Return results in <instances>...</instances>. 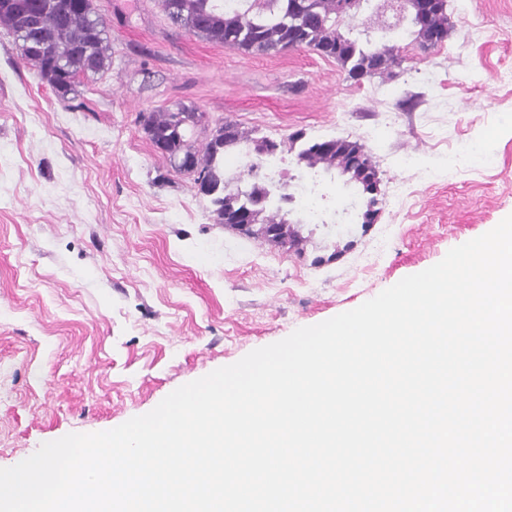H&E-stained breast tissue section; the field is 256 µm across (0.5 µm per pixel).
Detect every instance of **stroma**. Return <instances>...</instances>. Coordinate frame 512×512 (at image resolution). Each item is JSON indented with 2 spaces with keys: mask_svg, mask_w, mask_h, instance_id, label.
<instances>
[{
  "mask_svg": "<svg viewBox=\"0 0 512 512\" xmlns=\"http://www.w3.org/2000/svg\"><path fill=\"white\" fill-rule=\"evenodd\" d=\"M110 69L58 98L0 27V468L113 429L176 388L352 310L512 215V0H448L442 47L354 81L309 49L246 55L161 0H95ZM195 103L280 141L370 151L376 223L335 174L299 250L214 223L139 115ZM412 165H405V158Z\"/></svg>",
  "mask_w": 512,
  "mask_h": 512,
  "instance_id": "stroma-1",
  "label": "stroma"
}]
</instances>
